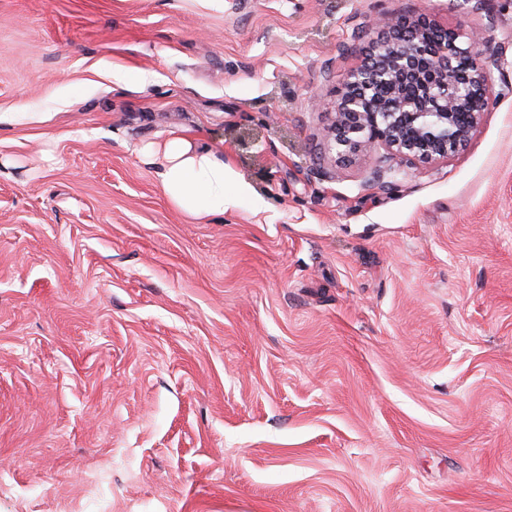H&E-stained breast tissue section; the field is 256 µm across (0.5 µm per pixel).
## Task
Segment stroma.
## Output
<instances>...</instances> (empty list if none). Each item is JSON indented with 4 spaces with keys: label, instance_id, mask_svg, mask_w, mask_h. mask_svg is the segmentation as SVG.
I'll use <instances>...</instances> for the list:
<instances>
[{
    "label": "stroma",
    "instance_id": "1",
    "mask_svg": "<svg viewBox=\"0 0 512 512\" xmlns=\"http://www.w3.org/2000/svg\"><path fill=\"white\" fill-rule=\"evenodd\" d=\"M421 12L492 100L370 189L325 130ZM174 132L223 215L140 162ZM0 512H512V0H0ZM142 156L154 167L169 202L192 217L223 215L229 188L237 195L246 194L245 183L224 163V153L199 146L188 137L173 134L162 144H147Z\"/></svg>",
    "mask_w": 512,
    "mask_h": 512
}]
</instances>
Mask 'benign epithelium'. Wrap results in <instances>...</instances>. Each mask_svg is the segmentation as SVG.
<instances>
[{"label":"benign epithelium","instance_id":"obj_1","mask_svg":"<svg viewBox=\"0 0 512 512\" xmlns=\"http://www.w3.org/2000/svg\"><path fill=\"white\" fill-rule=\"evenodd\" d=\"M384 23L386 40L344 77L326 138L341 160L382 148L390 169L446 160L488 108L496 62L425 15Z\"/></svg>","mask_w":512,"mask_h":512}]
</instances>
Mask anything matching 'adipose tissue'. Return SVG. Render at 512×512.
Returning a JSON list of instances; mask_svg holds the SVG:
<instances>
[{"label":"adipose tissue","mask_w":512,"mask_h":512,"mask_svg":"<svg viewBox=\"0 0 512 512\" xmlns=\"http://www.w3.org/2000/svg\"><path fill=\"white\" fill-rule=\"evenodd\" d=\"M169 202L179 211L196 217L223 214L230 194H245L246 185L225 164L219 151L171 135L162 144L142 150Z\"/></svg>","instance_id":"ef3b65f1"}]
</instances>
